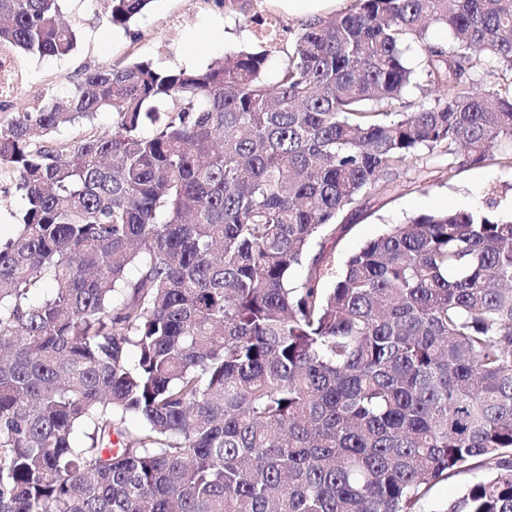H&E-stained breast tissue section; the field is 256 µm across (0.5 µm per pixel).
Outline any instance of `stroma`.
Here are the masks:
<instances>
[{
	"mask_svg": "<svg viewBox=\"0 0 512 512\" xmlns=\"http://www.w3.org/2000/svg\"><path fill=\"white\" fill-rule=\"evenodd\" d=\"M65 15L84 16L82 35L71 57H25L27 84L17 100L32 98L47 82L67 85L70 76L87 66L126 65L145 61L159 70H197L214 59L241 50H270L269 77L287 60L288 50L303 25L291 19L276 0H233L219 8L213 0H152L127 27L101 22L88 13L83 0H64ZM447 209L512 215V164L483 163L449 167L446 155L425 156L406 163L394 188L368 197L336 222L326 250L336 265L367 241L421 213Z\"/></svg>",
	"mask_w": 512,
	"mask_h": 512,
	"instance_id": "35a3bbf8",
	"label": "stroma"
}]
</instances>
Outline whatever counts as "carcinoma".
I'll return each instance as SVG.
<instances>
[{
	"mask_svg": "<svg viewBox=\"0 0 512 512\" xmlns=\"http://www.w3.org/2000/svg\"><path fill=\"white\" fill-rule=\"evenodd\" d=\"M61 2L0 0V46L70 56ZM269 56L0 103L26 201L0 238V512H420L475 466L437 512H512V217L422 213L339 272L316 250L409 160L512 161V0H356L273 84ZM481 474V471L472 469L457 473L449 477L448 480L436 484L421 503L420 510L431 512L437 509V507L446 504L457 495L463 486L473 483Z\"/></svg>",
	"mask_w": 512,
	"mask_h": 512,
	"instance_id": "1",
	"label": "carcinoma"
}]
</instances>
